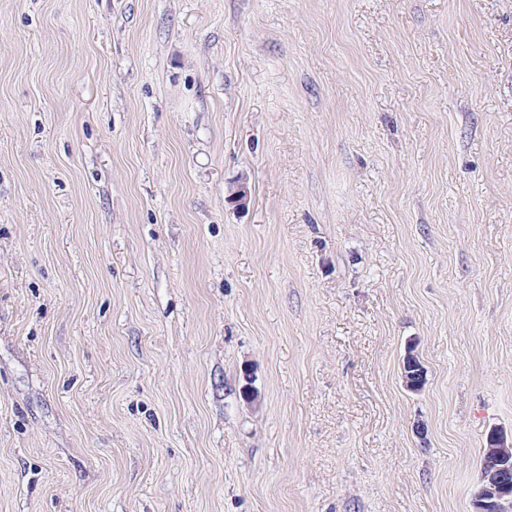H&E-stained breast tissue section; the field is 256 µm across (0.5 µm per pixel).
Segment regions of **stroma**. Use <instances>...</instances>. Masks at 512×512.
<instances>
[{
  "mask_svg": "<svg viewBox=\"0 0 512 512\" xmlns=\"http://www.w3.org/2000/svg\"><path fill=\"white\" fill-rule=\"evenodd\" d=\"M494 431L512 0H0V512H472Z\"/></svg>",
  "mask_w": 512,
  "mask_h": 512,
  "instance_id": "1",
  "label": "stroma"
}]
</instances>
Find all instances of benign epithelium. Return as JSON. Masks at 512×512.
Wrapping results in <instances>:
<instances>
[{"instance_id":"1","label":"benign epithelium","mask_w":512,"mask_h":512,"mask_svg":"<svg viewBox=\"0 0 512 512\" xmlns=\"http://www.w3.org/2000/svg\"><path fill=\"white\" fill-rule=\"evenodd\" d=\"M485 458L480 487L473 497V512H512V501L506 498L509 487L504 481L508 470L505 462L512 461V442L500 433L492 434Z\"/></svg>"}]
</instances>
